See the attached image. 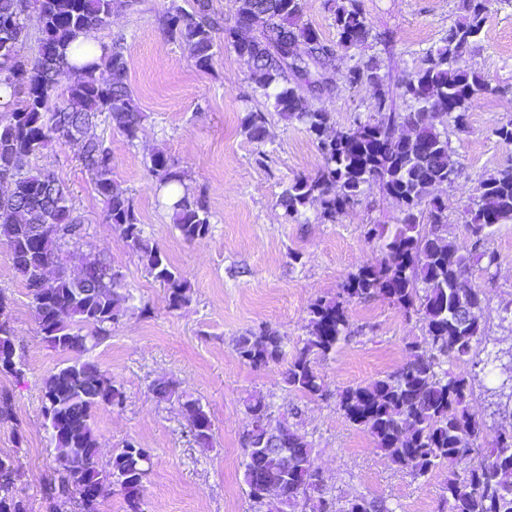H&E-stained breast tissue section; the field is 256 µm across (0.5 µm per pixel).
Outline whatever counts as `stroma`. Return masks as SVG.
Segmentation results:
<instances>
[{"label": "stroma", "instance_id": "obj_1", "mask_svg": "<svg viewBox=\"0 0 512 512\" xmlns=\"http://www.w3.org/2000/svg\"><path fill=\"white\" fill-rule=\"evenodd\" d=\"M168 3L140 0L137 11L114 12L98 32L104 43L122 38L128 81L143 120L131 142L103 121L94 133L111 147L113 177L129 190L146 234L189 282V304L169 309L165 288L147 273L140 254L105 222L104 204L77 143H52L31 160L68 188L86 228L81 246L61 250L68 274H77L83 261L110 260L130 296L111 336L87 354L124 393L121 407L96 413L100 463L128 442L149 449L146 512H252L243 482L244 401L261 396L273 403L275 413H288L289 424L310 442L313 465L330 496L379 498L393 512H440L447 468L413 478L366 430L345 419L334 398L405 364L411 343L425 334L419 316L404 315L381 296L353 300L346 306L350 336L316 363L329 398L304 397L284 382L309 334L311 304L337 297L350 274L385 261L381 240L368 231L393 232L401 218L398 204L374 182L335 220L322 218L315 204L298 219H285L279 204L283 190L295 177L321 168V153L302 124L274 113L268 116L265 141L249 140L241 120L247 110L265 109L267 103L253 90L247 61L224 41L213 68L197 69L187 50L159 25ZM359 4L371 27L368 41L337 53L328 67L334 79L331 94L305 99L308 107L330 112L338 130L373 116V88L344 80L353 63L378 59L389 84L397 85L463 16L462 0ZM466 64L491 90L478 97L465 128L449 134L460 176L434 191L448 207V238L464 255L472 249L468 209L480 182L512 164V145L495 133L512 122V10L499 0H492ZM158 150L187 172L192 192L205 196L211 223L206 239L184 241L171 210L159 204L147 169ZM485 248L496 255V266L475 264L466 275L484 298L482 341L474 359L449 361L447 369L468 377V404L485 423L482 444L487 447L501 428L512 426V401L500 392L503 380L512 377V223L494 226ZM0 292L11 302L14 344L23 364L22 377L0 375V390L10 392L18 419L0 426V454L18 459L16 486L30 512H79L74 501L50 508L44 495L59 461L43 415L42 386L67 355L42 340L27 290L2 241ZM263 325L278 329L288 343L279 361L256 368L239 358L235 343ZM490 353L499 354L500 362L480 368L479 359ZM163 381L175 385L176 398L156 397L152 386ZM183 397L200 400L209 413L213 437L208 447L194 442L179 404Z\"/></svg>", "mask_w": 512, "mask_h": 512}]
</instances>
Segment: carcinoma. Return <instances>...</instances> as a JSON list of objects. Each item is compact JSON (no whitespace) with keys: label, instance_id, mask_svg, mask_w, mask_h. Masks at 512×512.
I'll list each match as a JSON object with an SVG mask.
<instances>
[{"label":"carcinoma","instance_id":"1","mask_svg":"<svg viewBox=\"0 0 512 512\" xmlns=\"http://www.w3.org/2000/svg\"><path fill=\"white\" fill-rule=\"evenodd\" d=\"M234 23L223 24L212 0H192L185 9L169 0L159 18L164 32L188 50L200 70L211 68L217 39L232 42L248 58L249 80L272 111L286 122L305 126L323 157L321 170L298 176L283 191L280 205L285 219H296L308 205L319 204L333 220L355 202L366 185L377 182L400 207L401 224L383 247L390 263L368 265L349 277L336 300H318L309 310L312 330L288 365V388L310 399L330 393L315 368L350 334L346 304L354 299L383 295L408 316L418 314L425 324L423 340L411 343V356L397 371L365 385L343 390L337 405L352 424L367 430L395 464L414 478L446 466L448 479L441 500L448 512H512V431L497 436L491 447L480 444L483 423L470 412L468 379L442 369L448 359L462 360L480 340V292L465 284L474 263L495 264L484 244L497 224L512 223V166L480 182L478 199L470 207L469 230L474 251L463 255L447 240L445 204L432 195L439 185L453 183L460 168L452 159L449 128H464L467 112L491 85L466 65V55L485 23L491 0H463L464 16L448 27L440 44L427 50L417 68L393 95L378 61L356 62L346 72L350 85L367 84L377 93L378 118L357 122L344 130H331L332 118L323 109L305 106L303 92L321 84L336 49L355 48L368 40L370 25L358 0H328L336 41H326L303 20V0H234ZM136 0H0V89L6 110L0 121V240L9 245L13 269L27 289L42 339L52 348L75 353L44 380L43 410L58 454L72 449L71 463L60 464L58 476L45 491L54 503L79 494L81 512H100V506L119 491L128 512L142 509L143 480L151 463L150 451L128 442L112 454L105 466L98 462L94 430L97 410L119 407L124 394L104 371L79 356L112 334L128 296L120 293L122 274H110L106 259L85 264L78 277L61 267L59 251L78 245L86 229L74 216L66 188L53 173L33 168L29 159L55 141L81 144V161L91 174L104 203L106 222L119 229L128 246L146 259L148 274L166 288L169 308L190 301L188 281L172 269L157 244L145 234L127 189L112 178V150L104 141L88 136V129L105 116L128 141L137 138L142 113L128 84V63L121 41L102 45V54L75 72L71 48L81 35H96L110 24L120 7ZM35 10L39 20V51L30 59L18 53L25 35V16ZM304 46L296 66L288 52ZM23 74L25 89L17 90L15 76ZM71 74L66 88L59 77ZM410 104V111L395 112V97ZM267 113L249 111L242 129L257 143L265 141ZM403 123L413 138L395 137L392 128ZM148 170L156 189L164 192V205L187 242L201 241L210 233V215L204 196L185 186V171L175 169L168 156L157 151ZM7 298L0 293V373L22 375L16 355ZM285 336L269 326L236 340L242 361L255 367L280 359ZM181 408L195 441L207 447L212 421L197 399ZM249 418L245 434L243 481L253 512H261L257 499L259 479L281 485L283 512H294L297 485L312 472L311 444L288 422L269 430L272 405L262 398L245 401ZM283 438L297 474L285 482L273 459L256 449L264 436ZM309 512H382L383 504L364 496L329 498L324 491L308 497ZM0 512H29L15 493V482L0 477Z\"/></svg>","mask_w":512,"mask_h":512}]
</instances>
